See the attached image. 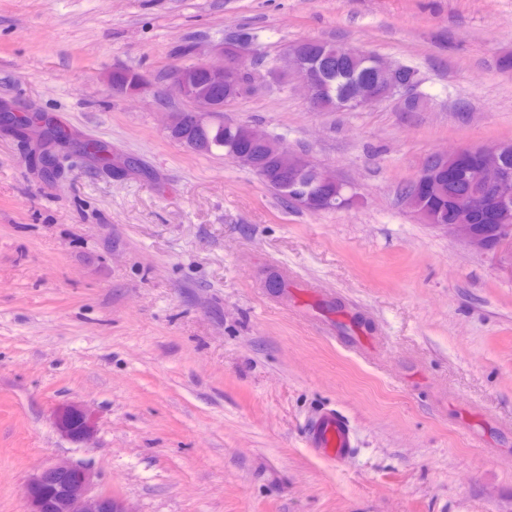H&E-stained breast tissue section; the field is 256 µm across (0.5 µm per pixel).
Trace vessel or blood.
<instances>
[{
	"instance_id": "1",
	"label": "vessel or blood",
	"mask_w": 512,
	"mask_h": 512,
	"mask_svg": "<svg viewBox=\"0 0 512 512\" xmlns=\"http://www.w3.org/2000/svg\"><path fill=\"white\" fill-rule=\"evenodd\" d=\"M306 439L309 447L327 459L343 464L354 450V439L345 416L336 409H316L309 418Z\"/></svg>"
}]
</instances>
